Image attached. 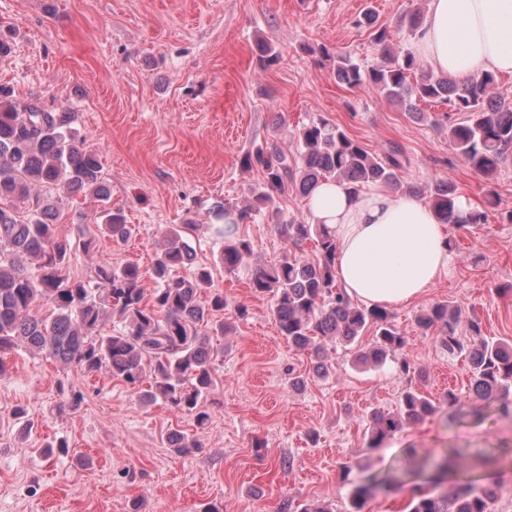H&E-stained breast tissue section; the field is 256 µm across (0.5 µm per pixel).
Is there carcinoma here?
Listing matches in <instances>:
<instances>
[{
	"instance_id": "carcinoma-1",
	"label": "carcinoma",
	"mask_w": 512,
	"mask_h": 512,
	"mask_svg": "<svg viewBox=\"0 0 512 512\" xmlns=\"http://www.w3.org/2000/svg\"><path fill=\"white\" fill-rule=\"evenodd\" d=\"M421 23V10L416 9L401 15L398 27L413 37ZM356 25L372 29L380 64L365 70L351 56L324 47L319 53L333 61L336 81L348 89L374 88L417 117L419 102L450 105L464 115L449 130L455 150L474 173L493 180L512 159V105L496 96L495 75L484 71L458 82L427 69L393 39L388 27L377 23L372 12L363 13ZM256 52L263 67L280 60V53L266 40L257 43ZM76 121L75 113L50 111L37 99L16 102L9 89L0 87V352L22 347L48 356L64 369L76 365L89 373L103 370L142 402L160 400L202 428L210 418L205 405L217 385L218 351L211 337L226 334L230 327L219 316L226 304L224 294L210 292L212 270L193 266L188 239L196 224L167 229L152 267L156 287L150 292L135 262L100 266L90 283L73 278L69 265L77 243L87 250L94 241L89 225L117 244L133 233L124 211L108 206L111 193L99 155L87 146ZM292 136L293 152L266 141L241 155V168L261 171L263 181L251 203L239 210L238 221L224 222L229 209L213 208L215 233L224 240L217 264L231 272L251 256L252 243L236 235V223L252 218L254 212L271 211L289 245L311 242L315 248L311 260L286 254L276 265L256 268L251 279L252 291L270 298L281 336L297 349L312 351L316 378L329 376L325 350L336 341L349 347L356 363L382 366L406 343L391 314L383 307L355 304L336 284L335 233L325 224L295 218L279 221L276 199L290 192L307 199L328 180L345 182L355 196L366 184L396 189L408 158L397 145L382 155L370 152L322 116L297 127ZM58 190L70 196L84 194L99 203L88 215L89 224L75 225L70 234L59 232L64 209ZM410 191L425 194L445 223L460 228L486 223L487 209L499 204L491 190L486 208L473 207L463 218L452 184L433 180ZM181 270L187 274L179 275ZM43 305L51 308L46 317L39 315ZM109 316L118 327L105 333ZM459 321L458 310L444 302L432 304L417 318L422 333L436 330L448 353L468 358L475 397L495 399L502 414L512 416V341L487 337L475 320L469 321V335L461 336ZM370 329L372 342L365 344L362 337ZM457 403L452 389L434 401L410 387L397 411L371 413L367 447L377 448L407 426ZM166 441L178 455L198 447L194 437L178 429L169 430ZM464 456L455 448L423 464L409 460L410 467L440 477L435 488L412 492L410 512H491L501 493L498 484L479 488L472 479L458 478L442 487ZM392 482L370 477L355 486L345 512H364L367 496Z\"/></svg>"
}]
</instances>
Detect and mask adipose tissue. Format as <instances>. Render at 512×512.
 I'll use <instances>...</instances> for the list:
<instances>
[{"mask_svg": "<svg viewBox=\"0 0 512 512\" xmlns=\"http://www.w3.org/2000/svg\"><path fill=\"white\" fill-rule=\"evenodd\" d=\"M414 50L430 69L455 78L486 69L512 74V0H430ZM309 210L313 223L336 233V276L352 299L405 304L448 274L443 222L418 196L381 185L354 196L325 182Z\"/></svg>", "mask_w": 512, "mask_h": 512, "instance_id": "ef3b65f1", "label": "adipose tissue"}]
</instances>
